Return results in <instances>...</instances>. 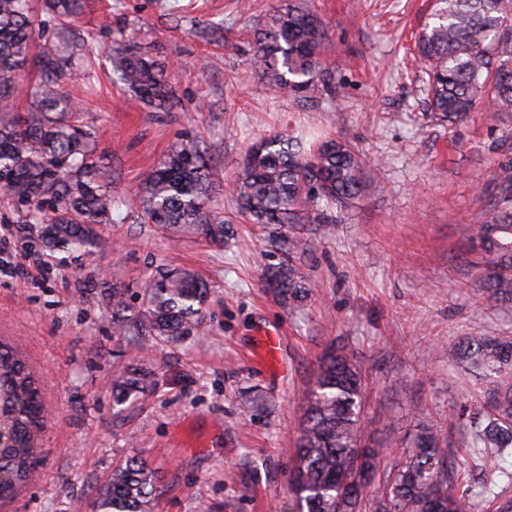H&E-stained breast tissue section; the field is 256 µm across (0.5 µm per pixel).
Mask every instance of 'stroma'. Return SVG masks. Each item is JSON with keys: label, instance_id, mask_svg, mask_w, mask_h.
Here are the masks:
<instances>
[{"label": "stroma", "instance_id": "35a3bbf8", "mask_svg": "<svg viewBox=\"0 0 512 512\" xmlns=\"http://www.w3.org/2000/svg\"><path fill=\"white\" fill-rule=\"evenodd\" d=\"M321 18L322 60L335 73V111L279 97L253 55L279 0H84L69 38L111 48L128 33L168 65L176 107L154 112L98 75L74 80L96 154L122 201L102 225V251L35 269L23 212L0 208V337L26 357L42 384L50 420L39 477L0 512H90L114 464L136 456L155 470L154 512H295L289 476L312 384L329 346L342 348L365 379L362 438L382 468L424 422L447 435L465 486L495 479L512 499V448L486 466L453 405L482 406L488 378L455 366L471 339L512 337V302L487 305L478 279L486 257L478 225L486 187L512 158V114L496 123L473 112L464 123L432 121L414 37L432 0H307ZM330 134L384 163L363 195L318 225L304 268L316 288L284 307L263 284L271 258L263 234L238 213L227 183L260 135ZM202 140L216 199L234 235L218 246L186 229L172 235L137 206L143 175L181 137ZM187 268L212 289L203 317L175 342L155 344L154 392L117 411L110 385L130 360L112 332L100 287L120 282L134 307L157 270ZM278 331L281 374L256 356L258 331ZM258 396L244 405L242 393Z\"/></svg>", "mask_w": 512, "mask_h": 512}]
</instances>
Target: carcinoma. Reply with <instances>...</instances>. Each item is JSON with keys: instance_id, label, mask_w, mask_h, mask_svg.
<instances>
[{"instance_id": "1", "label": "carcinoma", "mask_w": 512, "mask_h": 512, "mask_svg": "<svg viewBox=\"0 0 512 512\" xmlns=\"http://www.w3.org/2000/svg\"><path fill=\"white\" fill-rule=\"evenodd\" d=\"M64 31L76 21L83 0H41ZM36 19L32 0H0V197L25 212L31 242L63 264L75 253L93 254L98 225L112 223L118 203L108 175L97 165L95 131L82 123L85 106L65 88V78L90 79L97 46L90 40L66 48L45 43L37 54L31 89L16 82L27 62ZM325 30L308 7L290 3L274 10L267 29L254 42V57L274 90L296 104H327L336 111L333 76L321 61ZM428 75L433 118L457 124L478 108L495 120L512 113V0H435L429 20L415 37ZM106 60L135 99L157 112L169 111L171 86L166 65L152 59L129 35L115 43ZM31 101L18 111L21 95ZM368 177L366 158L351 145L330 138L305 146L283 131L261 137L246 151L230 187L239 212L267 233L278 263L265 278L279 288L282 304L303 306L314 284L301 257L317 239L299 237L290 224H327V206L361 197ZM143 216L169 231L184 227L224 243V209L211 196V171L197 138L174 142L160 164L144 178ZM479 237L492 257L484 269L490 303L512 295V161L501 162L493 195L482 214ZM210 289L187 270H164L150 278L144 308L135 311L125 289L113 284L107 295L112 329L138 352L146 337L177 339L199 316ZM462 358L497 379L489 408L460 405L455 417L467 420L472 447L498 451L512 447V341L487 338L469 343ZM156 386L155 372L136 359L112 380L115 406H132ZM362 371L331 347L313 371L296 464L290 475L298 512H473V497L454 487L463 471L455 451L442 448L441 434L423 424L405 448V459L380 473L378 451L361 444ZM47 416L38 378L19 352L0 340V500L12 498L34 480L38 443ZM364 456L366 477L354 473ZM381 495L370 491L374 480ZM156 475L145 460L131 457L115 466L96 490L91 512H152Z\"/></svg>"}]
</instances>
